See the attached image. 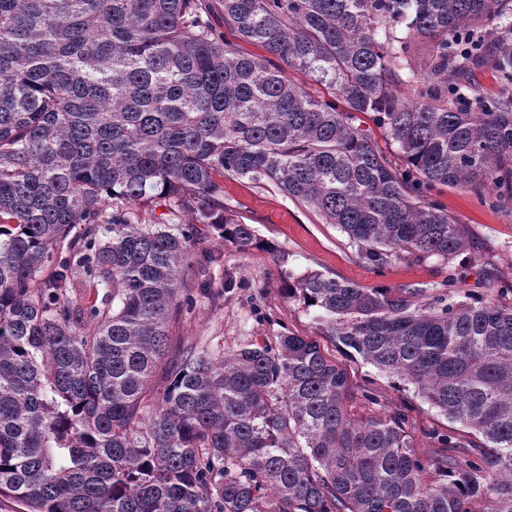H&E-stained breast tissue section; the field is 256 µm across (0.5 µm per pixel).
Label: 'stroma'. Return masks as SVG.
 <instances>
[{"mask_svg":"<svg viewBox=\"0 0 512 512\" xmlns=\"http://www.w3.org/2000/svg\"><path fill=\"white\" fill-rule=\"evenodd\" d=\"M220 184L225 207L241 222L252 225L259 238L284 251L286 260L278 262L262 249L240 253L225 245L210 227L199 225L190 256L180 272L193 306L169 318L172 353L190 347L223 352L288 332L306 337L346 370L353 391L369 388L375 391L382 407L405 408L407 427L418 450L433 454L435 444L428 432L448 429V421L413 391L404 390L373 367L352 359L323 336L300 302L284 294L283 279L288 273L319 270L364 288H432L447 277L449 265L432 257L410 263L398 260L374 270L356 258L345 234L289 199L271 182L227 176ZM432 195L466 227L472 249L490 257L489 266L468 269L467 287L482 293L512 289V206L491 207L466 188L436 189ZM194 219V214L168 199L135 207L131 213L133 223L164 224L173 229Z\"/></svg>","mask_w":512,"mask_h":512,"instance_id":"stroma-1","label":"stroma"}]
</instances>
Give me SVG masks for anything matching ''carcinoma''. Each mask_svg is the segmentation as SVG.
Segmentation results:
<instances>
[{"instance_id":"cac0c4a2","label":"carcinoma","mask_w":512,"mask_h":512,"mask_svg":"<svg viewBox=\"0 0 512 512\" xmlns=\"http://www.w3.org/2000/svg\"><path fill=\"white\" fill-rule=\"evenodd\" d=\"M214 14L266 55H241ZM486 65L505 85L494 97L475 82ZM226 174L273 182L375 270L477 264L430 193L512 202V0H0V498L22 512H512V290L475 294L452 270L435 290L317 270L286 288L464 428L433 432L432 456L404 410L360 413L377 397L294 334L186 349L149 396L196 227L133 224L129 207L168 198L239 252L275 251L224 208ZM79 224L82 246L63 249ZM86 279L112 286L103 308L69 299Z\"/></svg>"}]
</instances>
